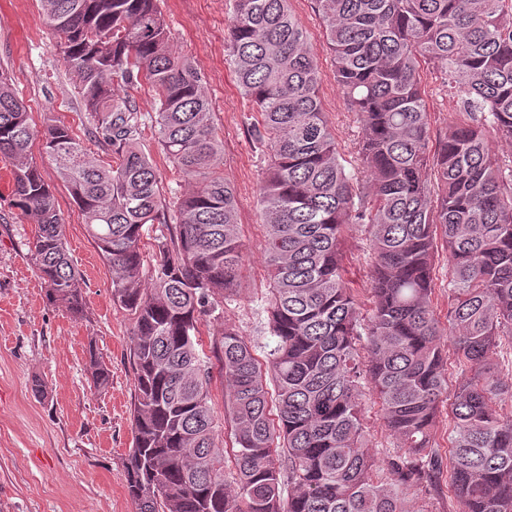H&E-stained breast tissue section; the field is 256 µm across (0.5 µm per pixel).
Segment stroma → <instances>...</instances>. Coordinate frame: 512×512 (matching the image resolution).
<instances>
[{
  "label": "stroma",
  "mask_w": 512,
  "mask_h": 512,
  "mask_svg": "<svg viewBox=\"0 0 512 512\" xmlns=\"http://www.w3.org/2000/svg\"><path fill=\"white\" fill-rule=\"evenodd\" d=\"M233 0H160L174 50L194 62L224 141V176L238 198L245 267L240 286L224 301L222 324L202 326L210 349L220 326L237 330L254 356L272 347L267 324L268 273L258 194L268 157L252 138L257 114L243 98L230 63L227 36ZM321 71L320 97L338 150L355 167L364 128L341 94L325 27L313 0H291ZM60 37L46 23L39 0H0V70L7 73L37 126L54 120L83 133L88 125L73 76L59 51ZM431 134L465 121L456 97L422 71ZM31 157L55 196L69 253L83 282L85 316L73 318L49 303L29 251L35 226L12 206L14 162L0 155V512H135L126 490L132 446L134 373L129 359L133 320L113 304L112 273L89 237L72 196L41 143ZM344 277L362 312L372 307L369 234L349 225ZM110 369L107 387L94 388L88 344ZM367 445L378 460L395 452L373 395L363 398Z\"/></svg>",
  "instance_id": "stroma-1"
}]
</instances>
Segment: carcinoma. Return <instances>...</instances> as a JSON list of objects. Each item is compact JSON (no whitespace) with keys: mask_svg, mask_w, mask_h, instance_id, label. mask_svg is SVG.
I'll return each mask as SVG.
<instances>
[{"mask_svg":"<svg viewBox=\"0 0 512 512\" xmlns=\"http://www.w3.org/2000/svg\"><path fill=\"white\" fill-rule=\"evenodd\" d=\"M46 2L89 138L65 125L38 129L1 72L0 153L17 161L12 202L36 224L31 253L47 299L84 314L66 225L29 160L37 139L112 271V302L132 316L126 488L136 512H422L410 490L443 469L434 426L448 397L445 334L460 369L448 413L459 512H512V415L497 405L504 391L491 362L512 348V160L490 148L493 135L512 140V0H314L337 86L364 126L366 194L340 161L315 53L290 0H234L229 55L268 154L260 202L275 344L261 363L232 328L212 341L234 435L230 481L199 336L238 287L243 247L201 75L173 52L157 0ZM423 61L467 116L434 148ZM144 82L156 96L149 125L116 93ZM148 126L188 189L162 186L142 149ZM148 224L169 231L150 265ZM347 224L369 229L367 316L343 275ZM439 236L446 330L432 305ZM88 357L94 386L106 387L109 369L91 343ZM365 389L397 440L383 465L366 447Z\"/></svg>","mask_w":512,"mask_h":512,"instance_id":"obj_1","label":"carcinoma"}]
</instances>
